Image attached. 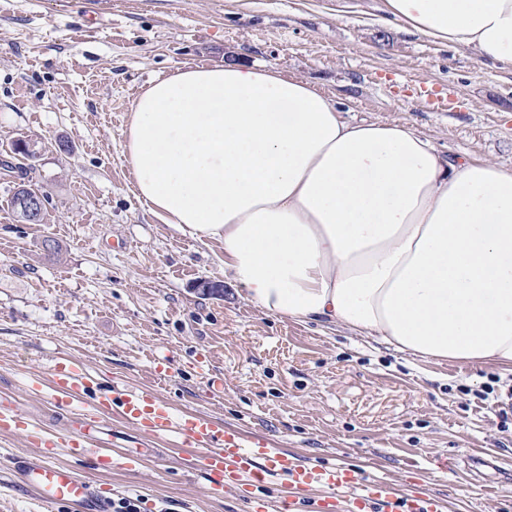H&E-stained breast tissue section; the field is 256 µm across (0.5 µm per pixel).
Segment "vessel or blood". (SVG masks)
Listing matches in <instances>:
<instances>
[{
  "label": "vessel or blood",
  "instance_id": "obj_1",
  "mask_svg": "<svg viewBox=\"0 0 512 512\" xmlns=\"http://www.w3.org/2000/svg\"><path fill=\"white\" fill-rule=\"evenodd\" d=\"M424 100L436 112H451L458 92L424 91ZM55 394V424L26 419L17 404L0 401V434L24 429L38 448L37 458L16 470L19 484L46 506L80 507L99 502V512H110L111 497L96 498L95 485L68 466L55 461L59 449L96 467L120 465L132 470L142 456L127 452L114 457L95 432L107 427L105 413L117 414L144 437L176 436L203 453L204 473L213 491L232 492L249 512H445L443 499L431 491L404 492L397 484L369 477L344 464L306 461L273 441L251 435L241 427L202 413L176 411L168 399L153 390L121 383L94 392V380L67 359L51 366Z\"/></svg>",
  "mask_w": 512,
  "mask_h": 512
}]
</instances>
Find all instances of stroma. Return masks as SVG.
<instances>
[{
    "mask_svg": "<svg viewBox=\"0 0 512 512\" xmlns=\"http://www.w3.org/2000/svg\"><path fill=\"white\" fill-rule=\"evenodd\" d=\"M357 2L338 20L330 0H0V396L50 419V367L67 357L101 387H151L303 458L422 485L448 512H512L511 372L268 314L225 281L223 241L164 223L135 193L123 131L138 95L177 69L236 60L312 82L345 119L512 165V68L381 24L375 0ZM423 88L458 90L457 110L428 111ZM22 185L44 193L41 223L18 220ZM204 281L221 292L204 294ZM157 361L167 380L152 375ZM141 448L133 471L57 459L140 512H247L210 492L198 450ZM36 454L23 433L0 434V512H43L15 473ZM467 456L491 465L437 467Z\"/></svg>",
    "mask_w": 512,
    "mask_h": 512,
    "instance_id": "35a3bbf8",
    "label": "stroma"
}]
</instances>
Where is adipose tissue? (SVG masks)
Instances as JSON below:
<instances>
[{"instance_id": "ef3b65f1", "label": "adipose tissue", "mask_w": 512, "mask_h": 512, "mask_svg": "<svg viewBox=\"0 0 512 512\" xmlns=\"http://www.w3.org/2000/svg\"><path fill=\"white\" fill-rule=\"evenodd\" d=\"M380 10L512 67V0ZM124 148L151 213L223 240L225 278L263 311L512 372V167L345 121L313 83L243 62L153 82Z\"/></svg>"}]
</instances>
